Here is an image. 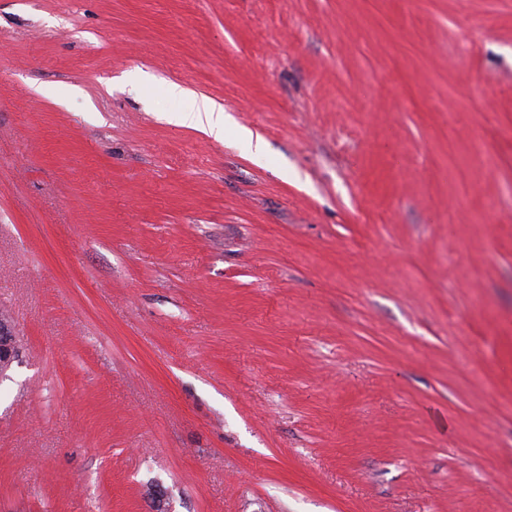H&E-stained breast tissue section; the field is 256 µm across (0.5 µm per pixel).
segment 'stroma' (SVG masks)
<instances>
[{"instance_id": "obj_1", "label": "stroma", "mask_w": 512, "mask_h": 512, "mask_svg": "<svg viewBox=\"0 0 512 512\" xmlns=\"http://www.w3.org/2000/svg\"><path fill=\"white\" fill-rule=\"evenodd\" d=\"M0 313V512H512V0H0ZM190 112V123L194 124L197 130L219 141L230 132L236 140L249 146L256 161H266L267 151L263 139L247 127L234 125L231 118L224 113L222 105L204 98L198 101ZM17 354V344L12 333L11 320L6 315L0 318V367L1 372L11 364L10 358ZM11 366V365H10ZM9 366V368H10Z\"/></svg>"}]
</instances>
